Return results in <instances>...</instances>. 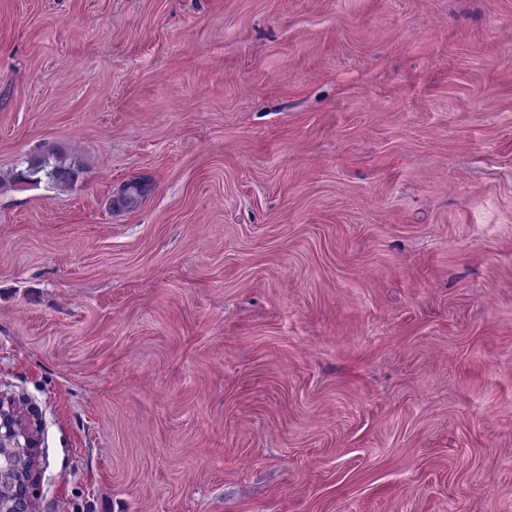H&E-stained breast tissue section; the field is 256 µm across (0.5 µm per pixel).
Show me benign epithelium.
I'll use <instances>...</instances> for the list:
<instances>
[{
	"label": "benign epithelium",
	"instance_id": "7a95c632",
	"mask_svg": "<svg viewBox=\"0 0 512 512\" xmlns=\"http://www.w3.org/2000/svg\"><path fill=\"white\" fill-rule=\"evenodd\" d=\"M41 429L35 411L0 391V493L13 491V512H35Z\"/></svg>",
	"mask_w": 512,
	"mask_h": 512
}]
</instances>
